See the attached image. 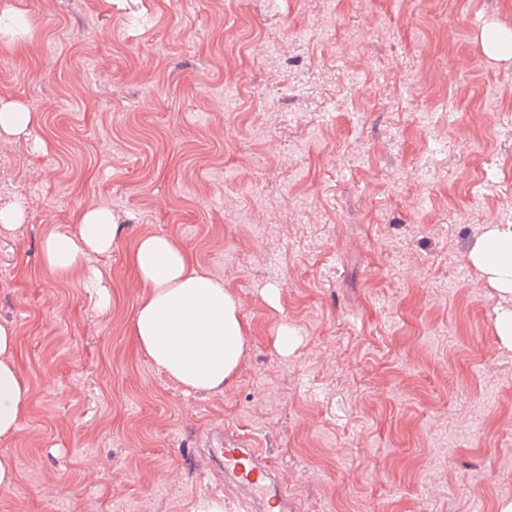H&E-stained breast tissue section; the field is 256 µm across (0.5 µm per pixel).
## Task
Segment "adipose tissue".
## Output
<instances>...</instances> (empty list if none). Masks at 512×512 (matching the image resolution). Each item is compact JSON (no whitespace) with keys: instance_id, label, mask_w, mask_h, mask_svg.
Wrapping results in <instances>:
<instances>
[{"instance_id":"adipose-tissue-1","label":"adipose tissue","mask_w":512,"mask_h":512,"mask_svg":"<svg viewBox=\"0 0 512 512\" xmlns=\"http://www.w3.org/2000/svg\"><path fill=\"white\" fill-rule=\"evenodd\" d=\"M75 222L77 233L54 232L43 241L44 262L60 275L112 251L116 226L110 211H83ZM470 260L499 292L512 294V229H493ZM130 261L144 288L132 323L138 350L184 389L209 392L229 385L249 325L223 282L198 272L189 251L165 235L141 238ZM17 346L14 328L0 324L1 441L17 433L30 406V384L17 360Z\"/></svg>"}]
</instances>
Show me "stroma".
I'll list each match as a JSON object with an SVG mask.
<instances>
[{
  "label": "stroma",
  "mask_w": 512,
  "mask_h": 512,
  "mask_svg": "<svg viewBox=\"0 0 512 512\" xmlns=\"http://www.w3.org/2000/svg\"><path fill=\"white\" fill-rule=\"evenodd\" d=\"M0 324L32 396L0 512H189L232 424L303 512H497L512 498V309L470 260L512 226V0H0ZM83 273L41 257L85 209ZM146 235L186 247L249 324L234 381L188 392L135 347ZM294 334L292 352L277 338ZM38 123V115L22 109L13 102L0 100V130L9 135L23 134ZM75 224H78L76 235L59 231L49 234L43 241L45 265L58 275L83 269L84 261L93 255L103 256L112 252L116 224H112L110 211H82L76 216Z\"/></svg>",
  "instance_id": "35a3bbf8"
}]
</instances>
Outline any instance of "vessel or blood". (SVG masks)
Returning a JSON list of instances; mask_svg holds the SVG:
<instances>
[{"label":"vessel or blood","mask_w":512,"mask_h":512,"mask_svg":"<svg viewBox=\"0 0 512 512\" xmlns=\"http://www.w3.org/2000/svg\"><path fill=\"white\" fill-rule=\"evenodd\" d=\"M203 456L210 468L223 472L224 489L239 512H267L272 504L280 512H300L299 503L281 479L276 460L238 429L228 425L212 429Z\"/></svg>","instance_id":"1"}]
</instances>
